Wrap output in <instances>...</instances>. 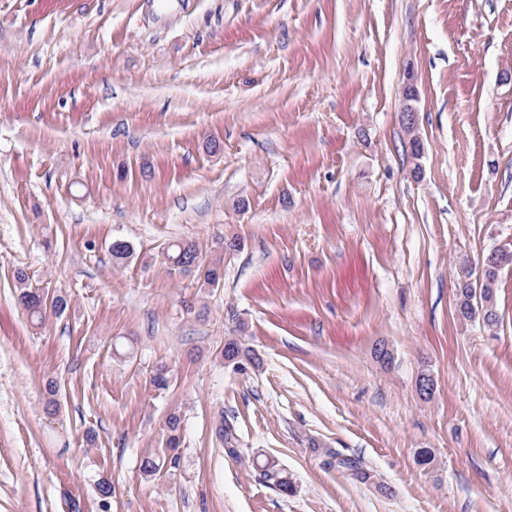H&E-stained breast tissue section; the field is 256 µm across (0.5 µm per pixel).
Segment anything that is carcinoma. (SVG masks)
<instances>
[{
  "label": "carcinoma",
  "instance_id": "1",
  "mask_svg": "<svg viewBox=\"0 0 512 512\" xmlns=\"http://www.w3.org/2000/svg\"><path fill=\"white\" fill-rule=\"evenodd\" d=\"M241 249V241L236 236L222 235L216 238L212 255L204 257L199 249L192 243L174 242L167 252L168 260L175 266L188 273H194L203 280L208 287H217L224 278V256L233 254ZM112 262L122 265L131 257L133 249L123 239H115L110 247ZM512 267V256L508 263L499 264L496 262H483L480 274L475 276L471 269L464 267L457 273L456 278V311L458 316L466 321L478 316L483 323L492 327L498 324L499 315L496 307V289L498 280L503 269ZM15 279L20 290L19 300L22 307L29 314L31 319L43 322L47 309L56 313L65 311L68 307V300L64 295L47 297L36 290L28 288V275L25 271L19 270ZM225 361L236 366L247 359L256 362V354L241 344L235 338L225 341L222 350ZM180 418L178 414H169L166 420L165 450L161 453L148 457L142 461L141 469L146 475H153L168 466H176L177 456L171 451L178 447ZM216 434L224 441V452L227 456L239 460L241 452L239 439L232 425L221 423L216 428ZM261 471L266 480L282 493L287 494L292 490L288 477L276 468L270 461L261 466Z\"/></svg>",
  "mask_w": 512,
  "mask_h": 512
}]
</instances>
